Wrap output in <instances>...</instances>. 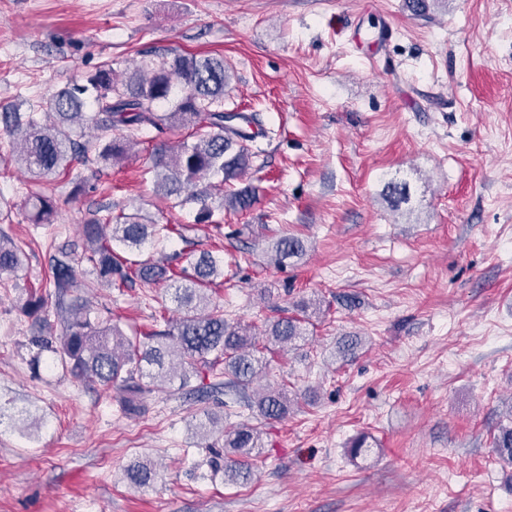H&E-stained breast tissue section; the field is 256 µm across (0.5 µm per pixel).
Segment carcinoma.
Listing matches in <instances>:
<instances>
[{
  "label": "carcinoma",
  "mask_w": 512,
  "mask_h": 512,
  "mask_svg": "<svg viewBox=\"0 0 512 512\" xmlns=\"http://www.w3.org/2000/svg\"><path fill=\"white\" fill-rule=\"evenodd\" d=\"M227 83L224 58L171 50L143 61L125 79L112 77V64L106 62L84 83H74L57 92L47 105L33 108L26 115L0 114V125L16 146V161L39 178L68 173L82 166L94 174L129 157L132 142L116 133L123 130H154L159 134L190 129L189 139L175 146L155 150L152 171L155 185L164 198L183 207L199 205V219L209 220L213 204L221 209H243L251 193L231 190L215 201L213 185L204 180L214 176L221 182L240 178L256 153L251 143L267 137L257 115L224 111ZM90 125L99 132L94 141L72 138L73 129ZM384 199L394 209L411 201L409 183L393 179L385 186ZM33 224L54 223L55 205L43 191H28L25 198ZM106 213L82 225L90 243L83 256L57 258L52 265L53 286L58 298L56 315L62 324L61 336L41 350L53 354L51 366L59 367L80 382H93L107 390L131 397L151 393L156 388L180 380L185 386L194 377L203 380L209 369L224 365L225 385L246 390L264 373L265 352L272 346L296 348L306 339L304 324L310 303L294 305V314L283 316L257 334L250 326L231 324L224 318V307L211 302L207 291L224 275V259L217 252L202 250L189 267L178 268L172 257L135 260L153 242L180 234L174 224H150L139 213ZM275 256L287 259L302 255L303 241L282 236L273 245ZM23 249L9 238L0 237V275L21 268ZM91 268L93 280L84 279ZM167 282L181 316L165 330H152L141 336H128L104 319L87 301L65 297L81 288L107 285L126 288L135 282ZM213 359H208V356ZM295 404L287 386L267 387L255 394L249 406L261 419L280 421ZM509 423L493 435L494 455L512 466V404ZM213 417L196 424L205 437L217 435L222 448H212L210 463L224 472V480L235 485L250 483L254 461L262 456V433L249 423L216 427ZM157 470L140 462L125 471V478L136 488L153 486Z\"/></svg>",
  "instance_id": "carcinoma-1"
}]
</instances>
